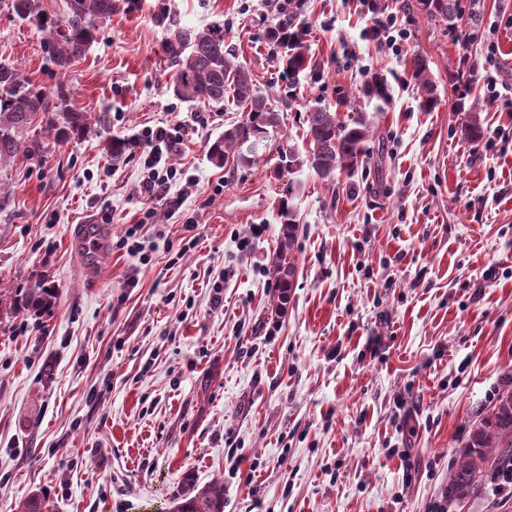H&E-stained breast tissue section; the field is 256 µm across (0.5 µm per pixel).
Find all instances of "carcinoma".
Returning <instances> with one entry per match:
<instances>
[{
  "label": "carcinoma",
  "instance_id": "obj_1",
  "mask_svg": "<svg viewBox=\"0 0 512 512\" xmlns=\"http://www.w3.org/2000/svg\"><path fill=\"white\" fill-rule=\"evenodd\" d=\"M429 13L458 28L463 19L459 0H424ZM116 0H63L52 13L44 9L43 0H8L6 8L21 23L43 33L44 50L54 65L63 71L85 56L98 40L99 29L112 18ZM268 39L280 40L284 55V72L289 78L303 72L309 63L308 49L298 35L285 36L273 28ZM164 51L177 63V70L167 78V85L180 99L201 107L224 104L231 96L245 109L242 122L224 130L208 147L209 159L216 165L253 166L261 161L260 151L281 126L280 112L256 86L248 68L235 61L224 48V24L213 22L201 29L179 28L165 43ZM412 76L425 90L421 106L434 105L426 62L412 59ZM465 134L477 138L481 133L480 97H473ZM306 137L309 150L300 155L292 150L282 156V165L273 170L277 179L288 178L285 195L278 201L281 239L275 270L279 300L287 299L293 286L295 267L286 260L292 253L298 234L291 203L294 181L291 175L304 166L319 177L329 179L336 170H355L363 145L372 135L371 124L359 116L343 123L337 113L314 107L306 113ZM102 120L85 107L72 102L60 83L51 91L34 83L12 63L0 61V165L21 157L32 159L41 152V142L34 136L43 132L56 145L79 139ZM56 292L39 284L9 307L17 312H41L51 308ZM512 476V390L499 394L495 403L471 431L449 476L448 504L458 508L486 493L487 485L497 476ZM173 512H224V485L211 484L204 491L185 498Z\"/></svg>",
  "mask_w": 512,
  "mask_h": 512
}]
</instances>
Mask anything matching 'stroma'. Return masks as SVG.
I'll list each match as a JSON object with an SVG mask.
<instances>
[{
    "instance_id": "obj_1",
    "label": "stroma",
    "mask_w": 512,
    "mask_h": 512,
    "mask_svg": "<svg viewBox=\"0 0 512 512\" xmlns=\"http://www.w3.org/2000/svg\"><path fill=\"white\" fill-rule=\"evenodd\" d=\"M281 2L120 0L62 73L0 2V61L49 89L65 81L109 121L0 168V296L42 279L57 292L40 317L0 309V512L34 495L52 512H171L215 482L224 512H430L470 431L512 390V112L486 90L492 77L512 96V0H460L453 32L421 0H398L411 36L397 54L364 38L358 0H292L312 61L292 85L268 53ZM214 21L281 113L257 166L207 154L240 104L199 109L167 86L171 33ZM464 60L479 76L475 141L454 80ZM366 69L388 97L366 94ZM317 106L364 115L374 133L354 175L296 174L281 312L286 183L271 172L280 149L306 150ZM162 123L189 135L170 159L176 182L147 201L142 159L113 165L106 141ZM104 222L91 266L71 236ZM412 76L417 80L420 86L425 90L426 96L422 97L421 106L425 109L433 107L435 101L430 96L432 92V86L428 78V68L426 62L421 57H414L411 62Z\"/></svg>"
}]
</instances>
